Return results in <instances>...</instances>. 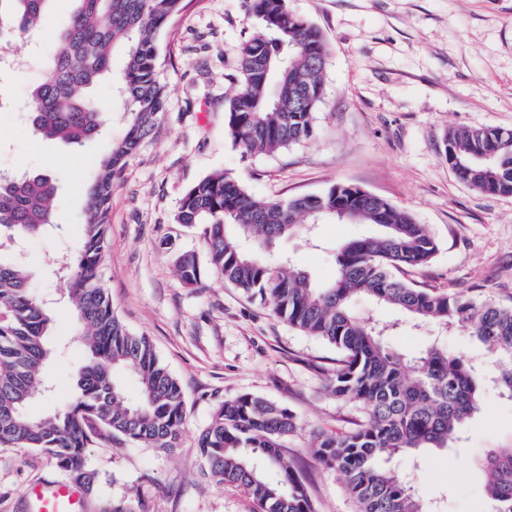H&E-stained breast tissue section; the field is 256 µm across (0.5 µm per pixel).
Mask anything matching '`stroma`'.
I'll return each instance as SVG.
<instances>
[{
  "mask_svg": "<svg viewBox=\"0 0 512 512\" xmlns=\"http://www.w3.org/2000/svg\"><path fill=\"white\" fill-rule=\"evenodd\" d=\"M323 34L330 56L314 133L274 153L246 156L225 132V107L238 78V46L260 34L244 0H187L158 36V78L167 96L153 133L129 155L112 191L103 282L124 324L148 336L180 381L186 401L181 444L170 452L132 445L95 446L91 469L101 493L139 503L142 512H255L250 496L201 473L197 448L214 410L242 394L292 411L305 430L286 453L305 482L314 512H356L336 472L314 456L310 429L345 431L359 409L325 388L323 368L336 350L277 319L267 303L207 275L184 286L178 253H205L203 225L174 221L190 186L216 170L240 178L266 199L318 195L355 185L410 211L435 238L426 266L401 277L423 288L491 296L512 305V196H491L460 181L443 139L457 128H512V0H288ZM72 0H52L28 47L24 73L0 68V174L51 172L62 201L50 233L17 241L10 260L26 266L30 288L53 309L55 358L44 368L49 396L35 397L40 416L69 404L84 362L73 340L72 313L53 261L76 249L87 188L97 160L123 132L124 100L111 82L95 90L110 105L111 134L77 147L30 135L21 106L43 76L46 56ZM375 231L371 224L330 222L317 245L277 243L297 268L318 281L336 276V249ZM362 315L387 325V343L416 355L429 347L430 326L407 321L369 298ZM512 447V398L487 386L481 411L446 448L402 456L391 465L435 512H491L479 461ZM61 473L38 451L0 445V512H32L29 483Z\"/></svg>",
  "mask_w": 512,
  "mask_h": 512,
  "instance_id": "35a3bbf8",
  "label": "stroma"
}]
</instances>
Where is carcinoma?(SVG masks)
<instances>
[{
  "instance_id": "carcinoma-1",
  "label": "carcinoma",
  "mask_w": 512,
  "mask_h": 512,
  "mask_svg": "<svg viewBox=\"0 0 512 512\" xmlns=\"http://www.w3.org/2000/svg\"><path fill=\"white\" fill-rule=\"evenodd\" d=\"M49 2L0 0V38L38 27ZM74 2L43 80L28 93L27 120L39 137L69 145L101 135L102 110L89 92L111 75L112 53L119 48L126 62L114 86L127 101L125 132L95 167L79 246L53 263L86 351L74 400L53 415L34 418L27 411L42 387V369L55 355L50 310L30 291L28 270L0 258V444L45 454L90 493V445L119 442L171 451L179 447L186 416L180 382L151 340L123 324L102 285L114 181L163 111L157 38L183 11L185 0ZM247 13L264 33L239 47V79L226 110L228 136L246 156L312 137L329 59L320 31L290 10L288 0H247ZM446 139L445 155L457 160L462 180L485 194L512 195V129H453ZM58 200V183L49 174L0 181V255L11 242L51 229ZM338 207L347 212L344 220L374 224L378 231L338 248L333 282L320 285L270 254L275 240L307 224L338 219ZM175 222L206 225L205 262L193 252L176 256L182 284L198 285L212 273L270 302L277 318L336 349L327 388L336 399L356 403L364 419L344 432L314 431L313 448L317 461L342 477L357 512H428L385 464L422 448L447 447L464 421L481 410L487 385L512 397V306L396 277L397 271L429 263L437 243L412 213L382 198L368 199L350 185L268 200L253 196L232 174L214 171L184 192ZM361 296L436 328L432 345L417 357L392 349L353 309ZM451 328L476 339L495 364L480 367L444 346L441 340ZM123 369L137 380L135 400L115 380ZM301 430L296 416L273 401L251 394L226 400L199 437L202 471L245 488L257 512H313L283 445ZM480 467L493 512H512V448L489 450ZM96 507V512H130L124 500L100 498Z\"/></svg>"
}]
</instances>
